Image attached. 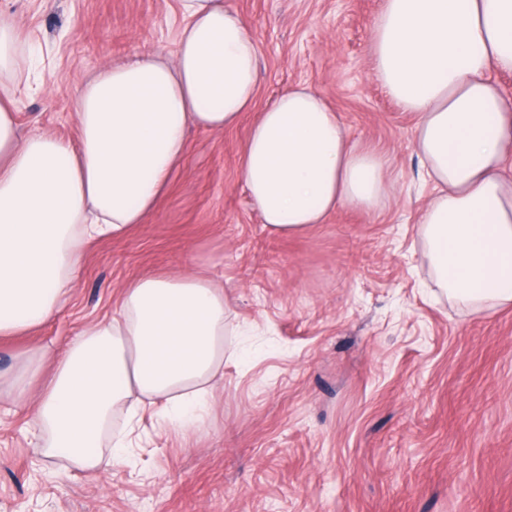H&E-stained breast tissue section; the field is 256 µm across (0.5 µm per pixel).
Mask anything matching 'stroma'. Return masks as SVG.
Here are the masks:
<instances>
[{
	"label": "stroma",
	"instance_id": "35a3bbf8",
	"mask_svg": "<svg viewBox=\"0 0 512 512\" xmlns=\"http://www.w3.org/2000/svg\"><path fill=\"white\" fill-rule=\"evenodd\" d=\"M382 0H224L258 50L256 99L221 132L191 128L146 223L86 245L66 305L0 339V379L110 320L129 279L223 282L224 363L189 430L155 411L125 464L89 478L34 449L26 407L0 397V512H512V308L471 310L434 285L418 234L433 194L416 117L373 78ZM23 46L21 133L75 140L81 74L138 51L173 55L177 0H0ZM306 85L359 146L382 152V207H343L284 237L241 178L259 112Z\"/></svg>",
	"mask_w": 512,
	"mask_h": 512
}]
</instances>
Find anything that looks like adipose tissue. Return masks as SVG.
<instances>
[{
  "label": "adipose tissue",
  "mask_w": 512,
  "mask_h": 512,
  "mask_svg": "<svg viewBox=\"0 0 512 512\" xmlns=\"http://www.w3.org/2000/svg\"><path fill=\"white\" fill-rule=\"evenodd\" d=\"M173 59L135 53L75 85V142L20 136L15 84L0 83V335L41 325L64 304L85 246L145 223L185 156V131L219 132L254 102L256 42L223 0H179ZM378 82L416 115L415 147L434 194L418 230L435 284L474 310L512 306V0H383L371 25ZM386 160L349 138L323 97L298 85L253 123L241 176L266 226L300 235L339 208L372 210ZM224 288L194 273L128 281L111 321L82 330L32 402L47 459L98 473L125 458L129 399L193 424L224 362Z\"/></svg>",
  "instance_id": "1"
}]
</instances>
